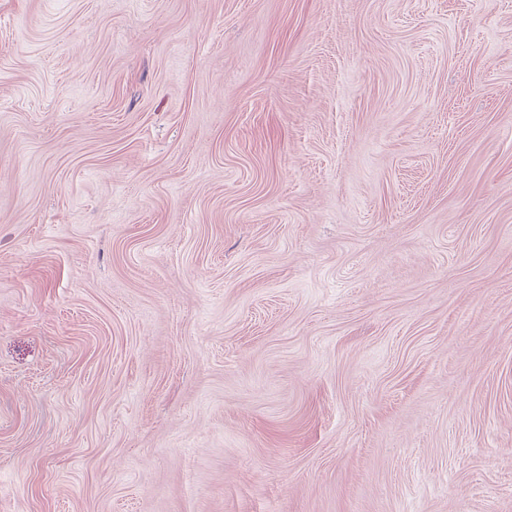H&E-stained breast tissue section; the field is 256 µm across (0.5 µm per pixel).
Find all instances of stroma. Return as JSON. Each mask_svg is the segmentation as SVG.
Listing matches in <instances>:
<instances>
[{"instance_id": "stroma-1", "label": "stroma", "mask_w": 512, "mask_h": 512, "mask_svg": "<svg viewBox=\"0 0 512 512\" xmlns=\"http://www.w3.org/2000/svg\"><path fill=\"white\" fill-rule=\"evenodd\" d=\"M0 512H512V0H0Z\"/></svg>"}]
</instances>
